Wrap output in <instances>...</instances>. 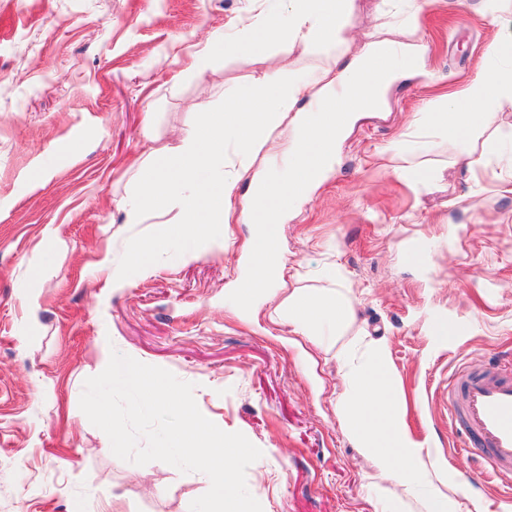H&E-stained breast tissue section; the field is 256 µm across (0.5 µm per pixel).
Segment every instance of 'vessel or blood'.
I'll use <instances>...</instances> for the list:
<instances>
[{"label": "vessel or blood", "mask_w": 512, "mask_h": 512, "mask_svg": "<svg viewBox=\"0 0 512 512\" xmlns=\"http://www.w3.org/2000/svg\"><path fill=\"white\" fill-rule=\"evenodd\" d=\"M448 418L476 446L490 475L512 472V362L460 370L448 386Z\"/></svg>", "instance_id": "obj_1"}]
</instances>
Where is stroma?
Here are the masks:
<instances>
[{
  "mask_svg": "<svg viewBox=\"0 0 512 512\" xmlns=\"http://www.w3.org/2000/svg\"><path fill=\"white\" fill-rule=\"evenodd\" d=\"M477 4L417 0L412 25L408 0H351L331 46L282 41L238 56L214 46L252 0H0V512H189L206 492L199 473L118 459L81 411L85 380L114 350L193 383L204 416L261 449L246 482L263 512H419L398 481L377 495L373 461L338 422L336 352L362 334L386 340L412 430L459 478L460 506L473 496L512 512V474L490 477L448 420L449 377L512 352V194L484 149L512 130V105L464 146L433 124L494 34L512 36V0L494 27ZM374 33L416 45L422 67L392 87L385 111L360 118L333 171L280 226L284 288L340 283L352 301L327 352L294 345L268 306L232 296L251 225H225L226 246L187 262L170 242L173 214L130 224L122 206L149 174L145 120L175 148L199 113L269 65L318 70ZM207 46L208 64L185 73ZM145 237L167 241L150 271L106 280L103 261Z\"/></svg>",
  "mask_w": 512,
  "mask_h": 512,
  "instance_id": "35a3bbf8",
  "label": "stroma"
}]
</instances>
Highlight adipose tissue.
Here are the masks:
<instances>
[{"label":"adipose tissue","mask_w":512,"mask_h":512,"mask_svg":"<svg viewBox=\"0 0 512 512\" xmlns=\"http://www.w3.org/2000/svg\"><path fill=\"white\" fill-rule=\"evenodd\" d=\"M281 8L239 19L225 53L254 54L260 43L285 40L306 48L335 42L347 27L350 0H281ZM394 39L373 36L343 68L282 77L263 73L244 90L225 98L219 111L202 113L171 154L149 148L151 177L126 205L128 223L152 214L174 213L181 226L184 260H196L211 232L233 216L255 227L250 251L251 274L235 290L243 305L281 280L277 229L290 206L306 198L331 168L336 145L359 115L383 111L390 87L420 65L411 49L389 57ZM491 60L461 90L445 94L437 127L458 140L477 133L488 110L512 103V40L494 37ZM288 134V175L280 181L256 173L269 141ZM248 197L237 199L242 178ZM352 315L343 288L325 293L292 289L270 311L274 321H288L304 337L342 336ZM344 392L337 407L344 434L372 458L377 475L397 474L406 496L422 499L428 512H457V486L443 465L423 451L406 420L402 398L392 386L388 349L383 340H357L339 358Z\"/></svg>","instance_id":"ef3b65f1"}]
</instances>
